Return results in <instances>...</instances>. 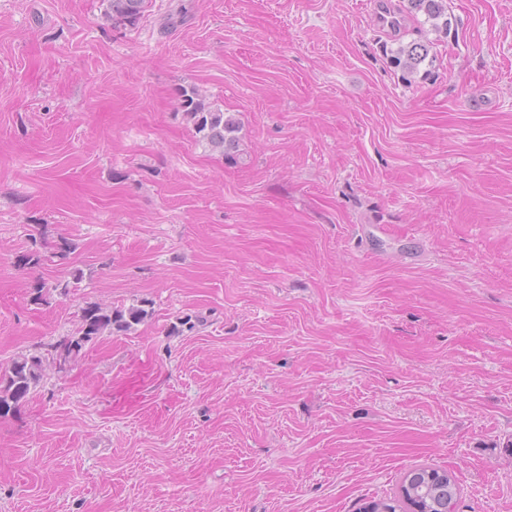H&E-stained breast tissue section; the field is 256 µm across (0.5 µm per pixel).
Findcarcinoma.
<instances>
[{
  "label": "carcinoma",
  "mask_w": 512,
  "mask_h": 512,
  "mask_svg": "<svg viewBox=\"0 0 512 512\" xmlns=\"http://www.w3.org/2000/svg\"><path fill=\"white\" fill-rule=\"evenodd\" d=\"M146 0H108L107 17L115 26H135L144 12ZM402 14L429 25L437 37L448 36L455 19L448 16L444 0H406ZM434 42L425 39L400 44L386 53L390 67L409 81L421 74L428 76L433 65ZM182 111L193 122L201 141L234 159L238 147V126L233 118L219 108L206 103L200 91L194 87H182L178 91ZM150 316L144 306L129 308H102L89 305L82 309L78 335L67 340L60 358L67 360L80 353L93 339L104 334L129 331L134 325ZM44 369L41 353L22 354L0 371V417L8 415L28 396L42 377ZM459 487L449 472L433 467L409 470L400 481L396 495L370 500L358 512H456Z\"/></svg>",
  "instance_id": "1"
}]
</instances>
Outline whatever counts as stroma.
<instances>
[{
    "label": "stroma",
    "instance_id": "stroma-1",
    "mask_svg": "<svg viewBox=\"0 0 512 512\" xmlns=\"http://www.w3.org/2000/svg\"><path fill=\"white\" fill-rule=\"evenodd\" d=\"M446 2L406 84L370 0H0V369L47 358L0 512H358L419 465L512 512V0ZM107 17L114 26H135L144 12L146 0H107ZM178 101L182 111L193 122L196 134L201 141L226 158L235 160L238 147L239 127L233 118L224 111L206 103L200 91L194 87H182L178 91ZM144 306H132L129 308H102L99 305H89L83 308L80 316L78 336L66 341L60 359L76 356L88 342L102 336L125 333L133 325L143 322L150 315V311Z\"/></svg>",
    "mask_w": 512,
    "mask_h": 512
}]
</instances>
